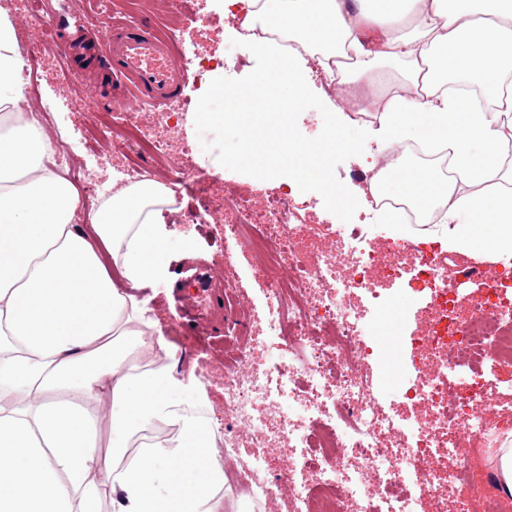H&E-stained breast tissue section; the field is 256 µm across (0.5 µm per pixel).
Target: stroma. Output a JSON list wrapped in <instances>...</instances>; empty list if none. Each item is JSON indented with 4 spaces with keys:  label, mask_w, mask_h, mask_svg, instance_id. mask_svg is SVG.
<instances>
[{
    "label": "stroma",
    "mask_w": 512,
    "mask_h": 512,
    "mask_svg": "<svg viewBox=\"0 0 512 512\" xmlns=\"http://www.w3.org/2000/svg\"><path fill=\"white\" fill-rule=\"evenodd\" d=\"M130 3L131 0H0V8L8 10L20 23L31 11H39L47 18L62 5L76 15L121 16L126 14ZM184 9L189 13L205 15L206 21L201 25L184 24L174 28L180 56L202 53L208 56L210 68H223L225 76H246L247 68L227 69L223 66L224 61L235 57L237 50L232 47L231 41L238 36L231 20L224 17V0H186ZM76 77L96 79L99 93L94 104L81 100L72 84ZM19 89L30 110L43 112V126L47 133L53 135L61 129L68 132L70 142L67 149L73 161L71 177H78L80 171L86 168L102 169L109 180L119 176V168L113 167L96 143L98 133L93 119L97 113L110 115L112 101L119 95L116 87L97 80L95 71L84 66L78 58L52 55L45 61L29 66L28 76L20 80ZM180 132L195 144L196 150L186 162L191 172L190 179L187 184L174 188V203L171 209L161 214L160 230L174 248L165 256V282L142 289L140 295L148 300L165 335L175 346L174 360L178 370L187 374L205 361L223 365L225 358L231 356L242 341L260 333L267 317L264 299L266 280L257 260L250 252L225 242L214 225L195 223V215L222 202L228 190L258 201L287 192L294 200L301 223L308 226L303 244L310 249L328 246L338 219L325 210L318 193L300 191L298 186L282 184L277 178L259 180L222 167L215 153L198 148L199 138L193 116H186ZM394 152V144L368 140L363 155L340 164L336 176L360 202L354 223L362 225L368 234L393 232L414 243L418 240L416 225L394 220L390 211L378 205L370 187L373 159L381 156L389 158ZM228 254L233 257L229 263L224 260ZM195 266L218 270L216 287H230L236 295L244 297L250 307L244 322L225 327L223 336L211 339L206 347L201 346L198 332L176 322L177 298L196 291L193 281L185 275L186 269ZM422 307V302L417 301L410 305L396 303L389 308L384 319V334L391 341L395 359L389 365L373 362L362 370L373 396L385 410L403 416L413 413L412 406L404 402L400 391L411 377L417 359V353L407 338L423 330L420 316ZM219 495L223 499L222 512H307L302 503L265 502L249 492L228 485L220 490Z\"/></svg>",
    "instance_id": "obj_1"
}]
</instances>
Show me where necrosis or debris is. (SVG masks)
<instances>
[{
  "instance_id": "obj_1",
  "label": "necrosis or debris",
  "mask_w": 512,
  "mask_h": 512,
  "mask_svg": "<svg viewBox=\"0 0 512 512\" xmlns=\"http://www.w3.org/2000/svg\"><path fill=\"white\" fill-rule=\"evenodd\" d=\"M190 110L186 100L138 113L114 104V150H133L165 160L171 184L185 183L184 160L192 152L174 122ZM231 240L259 255L268 270V329L282 340L283 356L265 365L262 345L249 344L224 363V410L236 427L260 437L276 433L288 469L267 478L241 462L237 482L257 487L262 499H300L309 512H406L401 464L421 467L426 512H447V488L461 512H497L494 487L472 471L460 438H481L498 429L500 415L488 377L512 367V268L496 264L484 275L435 250L412 255L395 237L370 236L360 225L341 224L331 247L299 248L290 194L254 202L228 194L222 205L199 215ZM410 276L426 300L424 334L414 375L402 389L416 414L409 432L371 394L360 374L370 358L389 359L376 327H362L352 298L363 293L380 319L387 305L374 279ZM361 462L357 487L345 472Z\"/></svg>"
}]
</instances>
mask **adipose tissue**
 Here are the masks:
<instances>
[{"label":"adipose tissue","instance_id":"1","mask_svg":"<svg viewBox=\"0 0 512 512\" xmlns=\"http://www.w3.org/2000/svg\"><path fill=\"white\" fill-rule=\"evenodd\" d=\"M246 23L277 21L322 66L353 55L350 105L376 107L384 139L450 149L456 175L414 178L422 209L443 208L442 246L477 260L512 259V0H242ZM408 21L411 35L391 21ZM384 31L375 48L370 28ZM401 64L399 94L375 99L376 62ZM21 58L0 11V512H219L224 468L210 453L207 393L180 375L139 295L163 271L158 224L172 191L124 186L83 212L66 171L50 166L44 129L17 114ZM479 86L471 109L450 87ZM110 427L100 457L99 424ZM165 441L136 443L146 428Z\"/></svg>","mask_w":512,"mask_h":512}]
</instances>
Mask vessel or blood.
Here are the masks:
<instances>
[{
  "label": "vessel or blood",
  "instance_id": "obj_1",
  "mask_svg": "<svg viewBox=\"0 0 512 512\" xmlns=\"http://www.w3.org/2000/svg\"><path fill=\"white\" fill-rule=\"evenodd\" d=\"M103 26L106 34L93 61L107 78L122 83L125 98L153 106L182 98L190 74L179 65L169 37L146 24L107 19Z\"/></svg>",
  "mask_w": 512,
  "mask_h": 512
}]
</instances>
